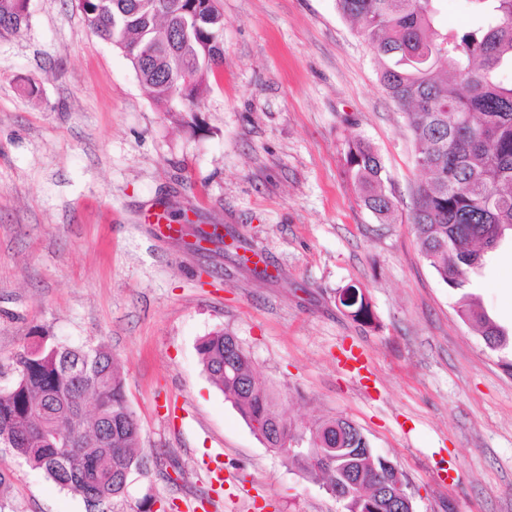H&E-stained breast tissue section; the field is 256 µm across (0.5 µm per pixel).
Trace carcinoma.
Instances as JSON below:
<instances>
[{
  "label": "carcinoma",
  "instance_id": "carcinoma-1",
  "mask_svg": "<svg viewBox=\"0 0 512 512\" xmlns=\"http://www.w3.org/2000/svg\"><path fill=\"white\" fill-rule=\"evenodd\" d=\"M87 28L123 51L137 77L168 112H193L224 64V17L218 0H76ZM443 0H336L360 25L381 64L380 83L403 110L425 175L410 222L421 254L457 296L458 313L493 350L512 346L475 296L467 273L484 250L512 235V0H468L469 26L441 31ZM30 0H0V36L28 21ZM194 9L209 20L172 44L175 13ZM199 72L197 93H185L182 73ZM346 173L364 206L382 223L393 215L380 156L357 136L346 143ZM342 303L356 322L373 323L365 292ZM211 382L252 431L309 478L346 499V512H374L376 487L405 483L390 460L373 453L362 430L337 416L297 432L277 410L235 337L217 331L198 345ZM14 380L0 390V442L60 487L110 503L126 493L125 475L144 466L140 425L131 410L112 351L103 344L23 346L9 358ZM342 448L327 463L300 458L291 443Z\"/></svg>",
  "mask_w": 512,
  "mask_h": 512
}]
</instances>
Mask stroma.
I'll list each match as a JSON object with an SVG mask.
<instances>
[{
    "label": "stroma",
    "instance_id": "1",
    "mask_svg": "<svg viewBox=\"0 0 512 512\" xmlns=\"http://www.w3.org/2000/svg\"><path fill=\"white\" fill-rule=\"evenodd\" d=\"M220 5L224 65L180 120L75 0H30L28 27L0 36V359L44 337L111 348L149 456L112 512H184L213 455L237 512H345L212 385L197 345L219 330L297 430L354 421L414 512H512V371L420 252L423 175L372 49L336 0ZM353 135L385 167L390 223L348 182ZM214 224L223 239L196 247ZM470 283L512 329V243ZM350 285L373 325L339 305ZM0 474V512H89L11 449ZM350 291H354V293L358 295L357 300L351 304H347L345 302H351V299L349 296H344L343 300L345 302L344 301L342 302V299H341L342 295L344 293H348ZM338 296H340V300H341V303H340V301L338 299V303L340 305L342 304L341 306L346 308L348 315L354 321L360 322L363 324H372L373 323L374 315H373L371 303H370L368 297L366 296L365 292L361 288H358L355 286H348L346 288H342L339 291Z\"/></svg>",
    "mask_w": 512,
    "mask_h": 512
}]
</instances>
